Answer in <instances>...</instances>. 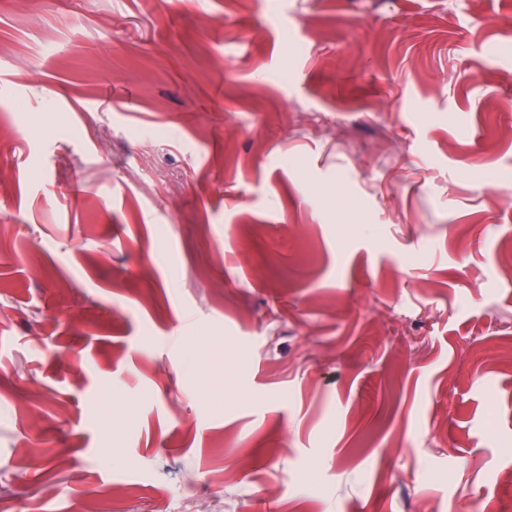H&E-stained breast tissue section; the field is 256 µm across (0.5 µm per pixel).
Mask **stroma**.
I'll return each instance as SVG.
<instances>
[{
	"label": "stroma",
	"mask_w": 512,
	"mask_h": 512,
	"mask_svg": "<svg viewBox=\"0 0 512 512\" xmlns=\"http://www.w3.org/2000/svg\"><path fill=\"white\" fill-rule=\"evenodd\" d=\"M510 44L512 0H0V512H512Z\"/></svg>",
	"instance_id": "obj_1"
}]
</instances>
